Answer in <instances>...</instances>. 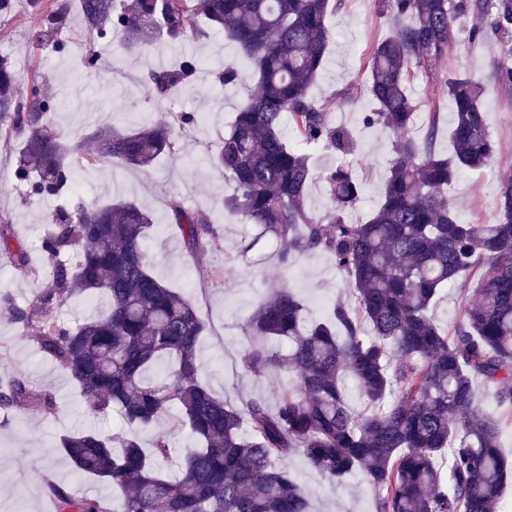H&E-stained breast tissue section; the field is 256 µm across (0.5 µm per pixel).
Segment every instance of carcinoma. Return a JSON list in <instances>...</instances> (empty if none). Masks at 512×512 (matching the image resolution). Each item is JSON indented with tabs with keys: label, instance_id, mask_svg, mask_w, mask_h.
Returning <instances> with one entry per match:
<instances>
[{
	"label": "carcinoma",
	"instance_id": "1",
	"mask_svg": "<svg viewBox=\"0 0 512 512\" xmlns=\"http://www.w3.org/2000/svg\"><path fill=\"white\" fill-rule=\"evenodd\" d=\"M335 8L334 0H82L91 35H121L120 57L136 56L162 36L188 41L200 33L201 18L236 43L253 86L209 158L234 184L224 207L257 227L249 247L276 244L284 268L317 252L331 256L354 304L337 299L327 316L308 321L290 288L272 291L245 321L251 342L240 363L247 372L291 379L278 386L273 407L262 397L234 407L198 379L207 321L153 275L148 213L117 200L53 215L41 243L46 287L26 306L1 291L0 320L24 330L37 325L40 352L68 375L88 412L113 411L142 429L186 428L196 441L172 480L165 430L155 433L149 452L123 431L63 437L60 452L72 471L109 485L112 499L73 497L48 466L45 486L58 512H309L307 490L288 469L297 451L332 479L363 473L376 512H499L512 464L500 451L498 425L479 412L473 381L512 409V179L500 185L491 223L460 222L448 184L485 168L497 153L483 108L486 85L468 74L446 80L455 119L445 155L436 117L422 137L411 133L418 105L409 80L411 64L429 66L445 55L461 19L472 20L470 43L491 33L512 46V0H377L393 30L371 48L363 88L351 85L337 98L343 106L363 91L375 103L364 123L394 136L383 198L360 224L344 217L363 192L350 168L317 172L306 153L355 151L352 132L310 95L333 39L327 18ZM198 69L199 58L186 56L151 81L164 94ZM54 109L36 80L19 96L12 65L0 57V132L23 134L16 172L43 197L66 192L80 160L145 168L162 154L178 155V131L195 121L176 113L132 129L99 126L85 136L94 153L84 158L52 131L47 115ZM286 119L294 145L283 135ZM317 180L328 188L325 223L307 208ZM169 210L189 255L218 245L209 214L176 198ZM11 238V225L0 224V252L20 272L39 274ZM72 253L74 262L66 260ZM476 268L482 275L450 334L432 308ZM76 295L96 299L97 311L75 326L58 323L52 311ZM272 340L286 350L272 349ZM349 376L360 411L347 401ZM19 407L50 414L56 402L18 377L0 391V411Z\"/></svg>",
	"mask_w": 512,
	"mask_h": 512
}]
</instances>
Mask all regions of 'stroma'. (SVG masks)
<instances>
[{
    "label": "stroma",
    "instance_id": "obj_1",
    "mask_svg": "<svg viewBox=\"0 0 512 512\" xmlns=\"http://www.w3.org/2000/svg\"><path fill=\"white\" fill-rule=\"evenodd\" d=\"M79 2L42 0L37 12L29 0H5L0 5V57L12 62L19 94H26L36 80L46 97L68 103L67 108L50 114L52 130L63 141L75 144L104 124L132 128L164 120L173 112L197 115L198 121L180 130L181 154L160 156L146 171L109 161L76 169L70 192L59 198L30 193L15 174L23 136L17 132L5 135L0 140V222L11 224L16 243L28 252L38 273L25 275L0 260V291H9L26 305L45 287L41 239L47 216L57 209L80 202L134 201L149 211L155 224L147 241L155 275L191 298L208 322L198 353L200 380L232 404L248 397L273 398L276 380L246 372L239 363L249 342L243 324L267 286L288 284L315 317L323 314L314 304L316 298L331 302L349 299L350 294L328 255L316 253L301 258L291 269H283L275 257L274 244L255 242L256 228L230 216L224 208L232 184L209 167L207 159L245 100L250 79L227 86L220 82L216 70L210 69L199 73L189 87L167 94L157 93L148 79L151 72L175 67L188 53L233 62L239 56L238 48L210 30L183 44L158 39L148 53L119 64L112 42L91 37L85 29ZM61 5L67 9L66 23L46 32L40 14L54 12ZM327 24L334 38L311 94L319 103L332 106L336 123L349 126L356 134L358 153L352 159L353 171L364 182L365 192L349 218L358 221L381 201L393 138L385 127L364 125L365 113L373 109L368 98L338 109L335 95L345 86L365 82L367 54L390 34L391 25L378 16L375 0H343L329 14ZM92 53L97 63L91 67L87 57ZM504 58L496 39L474 47L460 37L432 64L430 72L416 70L410 82V92L418 104L414 134L424 133L432 113L441 130L450 127L454 112L441 86L445 75L486 77L494 62ZM483 102L490 131L498 142L497 156L484 170L462 172L448 187L461 220L470 224L492 221L500 183L512 178V92L489 86ZM174 198L211 215L220 238L217 249L194 258L187 255L180 230L168 219V204ZM230 257L235 260L236 271L223 285H207L196 277V268L220 267ZM477 278L474 272L461 277L437 300L433 314L443 329L453 330L461 320L464 304L460 291L474 287ZM36 336V327L22 331L0 322V342L9 346L7 361L0 363V386L21 376L30 385L54 393L58 403L52 414L16 409L0 422V512H54L40 478L49 463L54 466L55 479L66 484L75 497L111 493L106 484L74 474L58 444L61 436L86 427L110 434L123 430L124 424L115 413L86 414L78 389L59 367L42 357ZM288 466L308 490L310 512H376L374 491L362 474L335 481L311 468L299 453L289 458Z\"/></svg>",
    "mask_w": 512,
    "mask_h": 512
}]
</instances>
